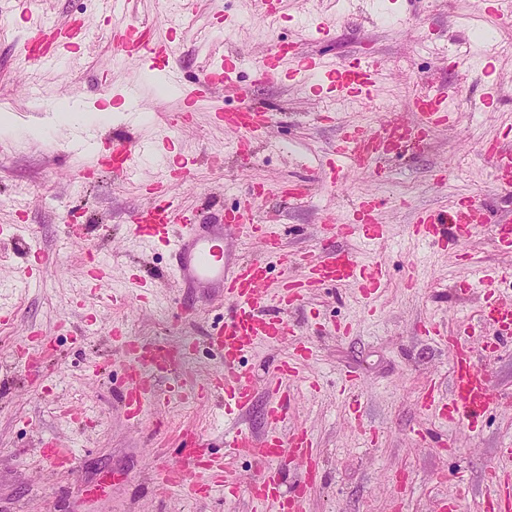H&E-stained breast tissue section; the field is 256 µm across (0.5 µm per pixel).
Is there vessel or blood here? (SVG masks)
Returning <instances> with one entry per match:
<instances>
[{
	"instance_id": "obj_1",
	"label": "vessel or blood",
	"mask_w": 512,
	"mask_h": 512,
	"mask_svg": "<svg viewBox=\"0 0 512 512\" xmlns=\"http://www.w3.org/2000/svg\"><path fill=\"white\" fill-rule=\"evenodd\" d=\"M45 31H37L30 41L38 47L37 66L48 67L75 44L73 33L49 42ZM121 57L152 62L163 72L168 86L182 88L170 45L155 41L154 30L144 23L131 22L113 34ZM257 77L266 83L295 81L322 93L329 100H365L385 74V63L376 55L358 52L353 58L335 62L321 55L301 52L299 42L278 43L274 53L258 66ZM240 90L238 58L234 53L211 59L196 82V89L207 92L216 87ZM449 89L444 85L426 89L414 104L409 130L429 132L445 128L453 119L448 110ZM217 122L238 132V150L246 154L262 141L272 121L271 113L257 106L217 113ZM398 120L377 127L362 125L340 127L327 152L316 158L302 157L311 165L323 184L337 186L346 174L382 170L384 163L396 159L389 149ZM74 154L88 155L108 165L114 174L126 177L138 167L140 158L158 154L162 144L125 139L103 146L98 138L82 137L70 145ZM484 155L495 174L498 186L512 189V145L489 142ZM172 181L164 175L153 183L150 201L137 209L131 224L133 233L147 247L165 246L171 257L169 271L181 288L202 292L224 302V315L206 329L201 339H183L181 352L206 347L224 362L216 374L204 382L190 383L181 360L173 358L165 337L144 338L130 335L122 327L112 330V348L125 360L123 375L113 384L123 413L131 424H139L151 409L166 406L171 399L197 402L218 395L224 399V412L243 416L255 396L251 372L244 359L260 342L274 344L288 339L290 353L270 367L266 391L271 397L266 412L268 426L262 433L234 427L224 434V455H214L210 441L200 433L181 435L177 453L153 449L158 461V484L186 499L223 491L232 499L247 494L252 500L272 508L273 512H300L313 486L321 480V450L313 434L302 426H289L295 382L305 379L311 389L320 383L310 367L316 358L312 336L297 320L309 296L333 286L351 288L364 313H373V302L389 275L383 261L365 263L356 250L335 246V238L359 239L374 244L384 239L385 225L374 216L375 204L367 196L357 197L352 210V224H327L323 227L318 252L291 254L284 251L272 223L258 216V204L268 194L263 184L249 188L238 205L224 213L219 223H200L195 212L175 213L166 194ZM494 225L502 242L512 246V213L500 212L482 200L467 198L443 209L418 211L409 232L417 240L433 246L447 242L463 245L485 225ZM235 227L244 238L262 242L265 252L278 259L281 266H297L298 276L282 277L275 288H267L268 265L252 259L224 264V229ZM94 290L100 299L116 301L109 287L110 266L95 262L90 271ZM495 274L478 271L474 287L484 292V304L476 321L448 329L443 320L429 318L418 332L437 346L447 349L450 373L447 388L430 385L421 399V409L451 426L474 427L478 418L499 407L492 374L482 367L469 345L474 336L489 337L494 347L512 345V300L498 294ZM48 337L31 334L18 349L20 362L31 374H39L40 360L51 349ZM40 456L53 467L75 471L78 458L73 449L59 438L43 440ZM245 458L259 468V475L248 484H240L230 475V460ZM483 502L487 512H512V448L499 449L486 482Z\"/></svg>"
}]
</instances>
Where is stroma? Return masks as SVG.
Masks as SVG:
<instances>
[{"mask_svg": "<svg viewBox=\"0 0 512 512\" xmlns=\"http://www.w3.org/2000/svg\"><path fill=\"white\" fill-rule=\"evenodd\" d=\"M183 26L170 35L162 17L170 0H133L130 14L83 9L82 0H34L29 15L13 12L12 0H0L7 22L0 29V107L11 115L17 133L0 135V309L14 308L10 324L0 325V512H268L254 507L247 496L227 501L206 497L193 502L159 493L149 451L172 443L187 429L208 435L215 453L224 451L227 425L217 405L204 401L170 407L166 416L144 415L140 424L127 422L112 383L121 374L120 357L109 340L113 324L130 333L162 336L175 333L201 337L223 315L216 300L194 295L195 313L180 314L184 291L168 283L158 288L153 304L128 302L120 308L96 303L86 289L85 258L89 248L111 264L114 282L124 281L130 264L145 262L149 271L165 268L167 256L142 257L127 225L133 210L147 200L155 158L143 159L140 172L120 181L91 157L71 154L67 146L79 135H106L114 140L136 133L143 140L165 134L173 139L169 153L187 161L184 179L169 188L177 206L219 214L234 207L249 185L259 181L269 189L262 211L281 216L278 229L291 253L314 249L324 219L346 220L354 200L368 195L379 203L377 218L388 233L376 248L352 241L364 260L380 252L389 278L378 298V313L365 317L352 291L329 287L312 296L325 325L350 322L347 336L317 337V391L302 390L292 409L296 422L308 428L323 450L324 475L309 492L304 512H433L439 496L455 495L459 480L467 482L464 512H482L481 499L489 467L499 449L512 448V413L497 409L479 420L466 443L458 430L440 424L420 409L431 380L447 381L449 359L418 335L421 319L431 316L460 319L477 315L480 289L461 291L472 266L502 271L497 283L503 296L512 295V247L501 245L493 225H486L463 252L429 246L407 232L415 212L476 197L512 207V192L498 190L492 169L481 153L485 141L512 144V55H476L467 65L437 59L428 45L454 46L475 37L468 21L479 0H381L375 9L366 0H284L280 24L268 29L256 0H182ZM153 23L159 39H173L177 65L186 83L200 75L212 49L231 51L241 60L246 101L270 111L274 119L267 138L250 154L237 150L238 135L215 123L219 109L237 103V96L217 88L200 98L188 123L170 128L182 109L176 94H162L161 83L146 77L139 61L117 58L112 34L129 21ZM80 24L93 39L75 55L39 71L21 65L19 50L39 23ZM329 37H322V30ZM302 39L305 52L341 61L368 43L382 59L391 61L378 84L370 108L346 101L325 104L323 98L298 84L258 81L257 61L272 53L276 43ZM491 76H483L486 63ZM434 78L448 84L456 96L478 104L475 112H457L454 127L437 131L428 144L410 150L387 168L386 181L366 173L352 175L340 188L314 184L301 201L288 202L277 193L286 181L312 178L299 166L298 155L314 156L336 139L338 123H374L379 107L405 110L404 91L413 83ZM39 97L28 94L31 82ZM138 85L146 120L130 130L126 120L96 117L106 107L123 109L121 93ZM77 96L90 108L85 123L44 126V115L58 99ZM336 113L325 122L321 112ZM86 214L97 227L89 245L66 244L63 211ZM28 244L49 261L41 280L23 299L9 286L24 262L20 244ZM38 331L52 338L54 359L45 364L39 382L14 360L24 336ZM289 344L259 343L246 364L258 386L254 406L241 420L254 432L266 428L263 391L271 363L288 353ZM350 373L360 378L355 394L339 391ZM359 400L363 429L346 419L349 402ZM89 411L92 421H66L59 406ZM421 425L438 436L433 447L412 439L409 430ZM374 432L368 441L364 430ZM51 436L70 444L79 457L75 474H57L35 455Z\"/></svg>", "mask_w": 512, "mask_h": 512, "instance_id": "1", "label": "stroma"}]
</instances>
